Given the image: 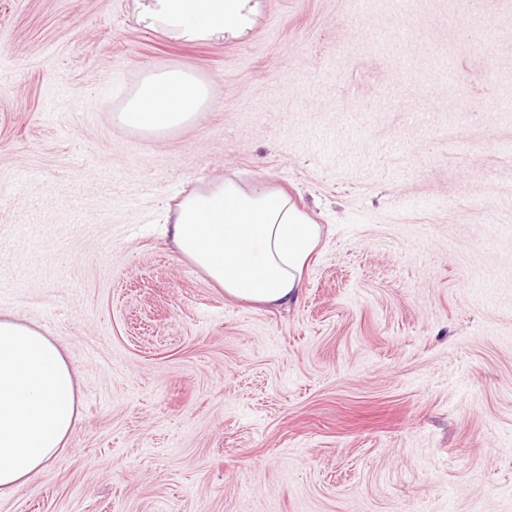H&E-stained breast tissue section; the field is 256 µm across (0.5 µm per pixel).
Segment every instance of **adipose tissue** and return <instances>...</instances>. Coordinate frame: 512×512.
Masks as SVG:
<instances>
[{"instance_id":"ef3b65f1","label":"adipose tissue","mask_w":512,"mask_h":512,"mask_svg":"<svg viewBox=\"0 0 512 512\" xmlns=\"http://www.w3.org/2000/svg\"><path fill=\"white\" fill-rule=\"evenodd\" d=\"M256 9L255 0H135L145 28L182 43L240 37ZM207 100L206 84L188 70L149 67L117 119L133 130L169 131L189 125ZM170 237L226 295L277 308L297 297L321 227L285 193L226 178L183 199ZM76 406L74 374L53 342L0 319V493L24 486L65 448Z\"/></svg>"}]
</instances>
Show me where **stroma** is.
Listing matches in <instances>:
<instances>
[{"mask_svg":"<svg viewBox=\"0 0 512 512\" xmlns=\"http://www.w3.org/2000/svg\"><path fill=\"white\" fill-rule=\"evenodd\" d=\"M147 65L209 83L191 125L119 124ZM228 177L323 227L288 305L165 232ZM0 318L79 397L0 512H512V0H260L193 45L0 0Z\"/></svg>","mask_w":512,"mask_h":512,"instance_id":"35a3bbf8","label":"stroma"}]
</instances>
